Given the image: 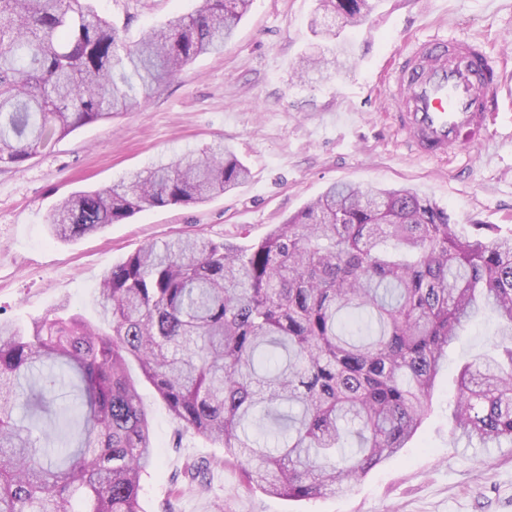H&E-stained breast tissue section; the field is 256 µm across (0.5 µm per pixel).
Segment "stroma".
<instances>
[{"mask_svg":"<svg viewBox=\"0 0 512 512\" xmlns=\"http://www.w3.org/2000/svg\"><path fill=\"white\" fill-rule=\"evenodd\" d=\"M137 40L196 11L201 0H92ZM342 27L349 69L301 75L320 50L313 18ZM464 37L505 60L512 76V0H377L369 21L343 27L320 0H251L222 53L168 79L139 111L79 127L22 168L0 163V318L28 326L46 315L98 318L104 271L149 243L188 234L250 245L335 182L405 186L456 224L512 231V96H501L492 138L444 161L412 154L397 133L381 75L410 44ZM224 143L250 170L240 187L202 204L144 208L103 232L62 243L48 231L59 200L104 189L130 172ZM498 322L479 314L448 350L432 410L408 447L354 490L287 500L247 486L224 451L178 431L147 380L138 390L158 463L140 479L141 512H512V447L467 448L448 436L462 365L491 350ZM209 466L203 486L184 467Z\"/></svg>","mask_w":512,"mask_h":512,"instance_id":"obj_1","label":"stroma"}]
</instances>
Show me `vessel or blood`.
<instances>
[{"label":"vessel or blood","instance_id":"1","mask_svg":"<svg viewBox=\"0 0 512 512\" xmlns=\"http://www.w3.org/2000/svg\"><path fill=\"white\" fill-rule=\"evenodd\" d=\"M499 90L495 64L461 38L416 43L386 88L398 130L431 159L488 140Z\"/></svg>","mask_w":512,"mask_h":512}]
</instances>
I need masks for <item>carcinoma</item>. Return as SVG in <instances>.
I'll return each mask as SVG.
<instances>
[{"label":"carcinoma","mask_w":512,"mask_h":512,"mask_svg":"<svg viewBox=\"0 0 512 512\" xmlns=\"http://www.w3.org/2000/svg\"><path fill=\"white\" fill-rule=\"evenodd\" d=\"M250 0H202L128 43L91 0H0V162L134 112L224 50ZM351 26L371 0H321ZM249 178L219 144L60 201L67 242L145 207L204 203ZM78 314L0 320V512H141L157 454L130 363L174 421L264 492L347 491L415 436L448 348L479 312L501 342L458 374L453 443L512 444V235L467 231L410 188L329 185L243 249L203 235L148 244ZM76 392L40 425L48 395ZM276 446H267L268 439Z\"/></svg>","instance_id":"obj_1"}]
</instances>
